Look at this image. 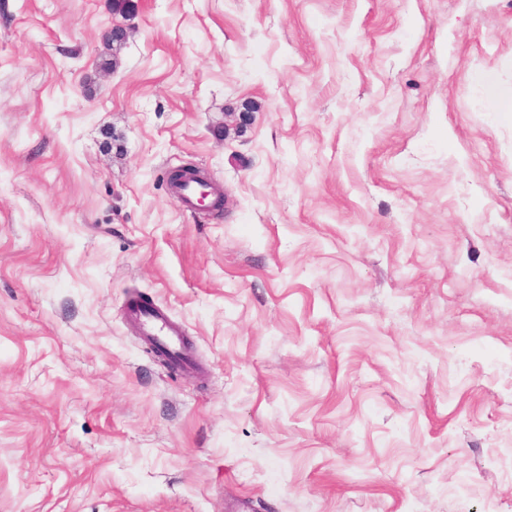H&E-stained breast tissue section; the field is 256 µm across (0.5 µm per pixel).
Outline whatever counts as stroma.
<instances>
[{"label": "stroma", "mask_w": 512, "mask_h": 512, "mask_svg": "<svg viewBox=\"0 0 512 512\" xmlns=\"http://www.w3.org/2000/svg\"><path fill=\"white\" fill-rule=\"evenodd\" d=\"M5 3L0 512H512V0ZM214 186L200 177L185 181L182 185L171 189L173 197L184 211L195 213L204 211L203 204L213 197ZM127 315L130 321L138 324L147 341L164 346L175 357L179 367L189 374L194 373L196 365L191 350L185 344L184 332L165 310L155 306L142 309L129 304Z\"/></svg>", "instance_id": "obj_1"}]
</instances>
